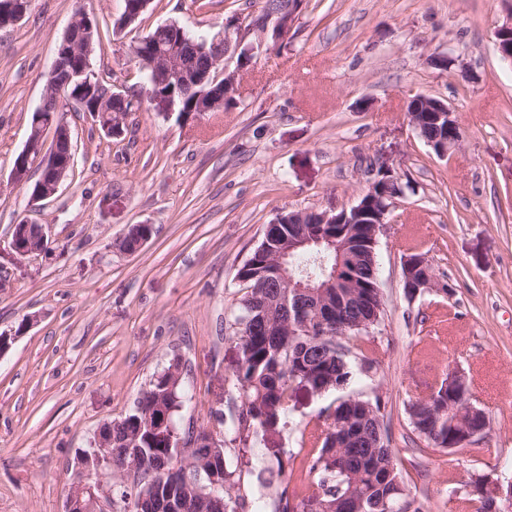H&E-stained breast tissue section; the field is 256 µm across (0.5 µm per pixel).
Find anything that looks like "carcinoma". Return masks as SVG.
Here are the masks:
<instances>
[{
  "label": "carcinoma",
  "instance_id": "obj_1",
  "mask_svg": "<svg viewBox=\"0 0 512 512\" xmlns=\"http://www.w3.org/2000/svg\"><path fill=\"white\" fill-rule=\"evenodd\" d=\"M426 143L439 147L447 138L444 124L425 123L418 132ZM352 210L338 224L281 223L264 230L260 244L239 271L249 283L250 293L231 325L228 340L238 350L233 384L240 399L237 413L220 421L222 435L235 434L237 458L245 457L250 443L266 425L288 412L293 384L322 393L337 390L353 375V350L361 349L369 330L383 316V302L377 289L375 255L363 241V225L354 223ZM306 238L310 243L288 256V270L298 281L312 279L322 293L308 296L299 288L269 286L274 255L288 238ZM187 394L184 383L161 372L153 377L134 409L112 421V459L121 464L133 454L141 457L143 469L138 484L118 487L121 501H143L131 512H170L171 503L179 512H240L244 503L229 493L211 496L203 488L212 480L229 481L223 448H199L197 453L211 458L201 470V481L193 485L157 484V479L173 463L175 448L169 445L170 429L184 426L182 408ZM448 407V392L438 389L425 402L407 404L410 422L435 448H446L461 427L473 424L465 414L456 426L448 419L430 420L427 409ZM382 398L349 396L327 409L309 431L301 432L300 447L309 446L306 456L312 476L308 502L316 512H426L424 502L400 484L394 470V452L384 428ZM167 415L168 427L156 432L148 418Z\"/></svg>",
  "mask_w": 512,
  "mask_h": 512
}]
</instances>
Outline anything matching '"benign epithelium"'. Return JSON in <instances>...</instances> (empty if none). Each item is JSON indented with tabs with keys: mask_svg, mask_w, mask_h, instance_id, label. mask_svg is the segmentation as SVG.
I'll list each match as a JSON object with an SVG mask.
<instances>
[{
	"mask_svg": "<svg viewBox=\"0 0 512 512\" xmlns=\"http://www.w3.org/2000/svg\"><path fill=\"white\" fill-rule=\"evenodd\" d=\"M25 0H4L0 4V27L13 25L20 21L26 13ZM296 23L295 15L288 17L270 10L265 5L252 13L248 21L234 14L224 19V47L207 52L206 37L187 38L178 33L173 40L163 46H149L148 52L153 59V77L149 87L145 88L146 99L156 109L163 112L174 111L175 102L172 97L162 93L164 88L178 89L184 97H192V107L187 112L178 113L184 123L200 118L206 112H212L216 106L224 103L237 93L238 78L244 64L253 65L260 56L270 48L268 35L280 41L291 33ZM95 20L84 11L75 14L64 35L55 49V57L47 74L45 94L42 103L35 109L33 134L29 136L24 149L11 169V180L22 187L28 186L31 172L38 170L41 178L29 190V202L36 204L55 196L67 172L74 166L75 151L71 131L59 114L45 112V102L50 95L60 96L71 82L85 85L93 83L91 62L88 52L79 49L75 34L79 31L88 33L94 30ZM495 45L502 60L512 63V21L502 24L495 30ZM209 53L207 67L189 76L183 67V59L190 55ZM128 98L122 93L112 96V112L100 110L99 105L86 99L78 105L95 120L103 121L105 129L113 136L123 133V119ZM436 111L426 113V117L435 122L447 121L448 144L454 146L461 139V128L453 109L444 101L433 102ZM51 135L49 150H44L46 135ZM392 182L400 180V175L392 168L383 170L371 168V179L364 195L368 199L359 206H352L356 220H365L371 224L369 238L377 242L380 227L385 223L390 206L374 207L378 198L380 181ZM49 225L38 224L23 219L13 225L10 247L21 256L41 255L45 253V244L49 239ZM403 283L409 296L416 297L421 293L437 287L436 279L428 270L430 264L423 255H407L402 262ZM460 373L450 372L448 376V392L458 402L448 401V412L457 409L475 414L478 409L472 403V395L458 379ZM110 424L101 426L90 440L89 448L77 459L79 476L68 491L64 512H104L103 505L112 501V479L119 484L129 483L132 476L139 473L136 462L131 461L117 472H112V438ZM218 421L208 426L191 425V436L185 437L180 432L172 434L171 444L177 448L172 468L161 478L163 482H171L179 476L188 474L192 468L194 456L192 449L208 446L217 448L219 442Z\"/></svg>",
	"mask_w": 512,
	"mask_h": 512,
	"instance_id": "obj_1",
	"label": "benign epithelium"
}]
</instances>
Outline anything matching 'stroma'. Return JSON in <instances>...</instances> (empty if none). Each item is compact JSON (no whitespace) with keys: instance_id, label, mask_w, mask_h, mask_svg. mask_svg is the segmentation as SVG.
Returning <instances> with one entry per match:
<instances>
[{"instance_id":"obj_1","label":"stroma","mask_w":512,"mask_h":512,"mask_svg":"<svg viewBox=\"0 0 512 512\" xmlns=\"http://www.w3.org/2000/svg\"><path fill=\"white\" fill-rule=\"evenodd\" d=\"M123 0H29L0 28V512H64L75 461L103 423L129 413L154 375L180 359L192 400L183 414L210 424L225 409L237 349L227 336L247 293L238 272L280 213H337L357 201L371 165L411 186L377 237L385 303L371 331V372L329 392L297 388L285 416L237 467L234 494L275 508L257 473L283 463L288 494L307 501L300 432L337 399L382 395L404 486L429 512H473L471 474L512 479V65L494 30L512 0H304L295 34L239 77L235 108L198 123L145 105L121 136L63 108L75 167L44 205L10 178L40 104L57 43L78 10L99 26L95 74L126 95L139 80L129 43L171 21L223 32L253 0H150L141 25L113 32ZM444 53L446 70L427 58ZM417 94L444 100L463 139L435 155L405 112ZM50 227L49 254L22 257L13 224ZM153 228L138 251L120 243ZM423 254L447 292L408 298L405 255ZM33 322L26 332L18 325ZM462 372L489 421L483 439L450 453L419 439L409 401Z\"/></svg>"}]
</instances>
